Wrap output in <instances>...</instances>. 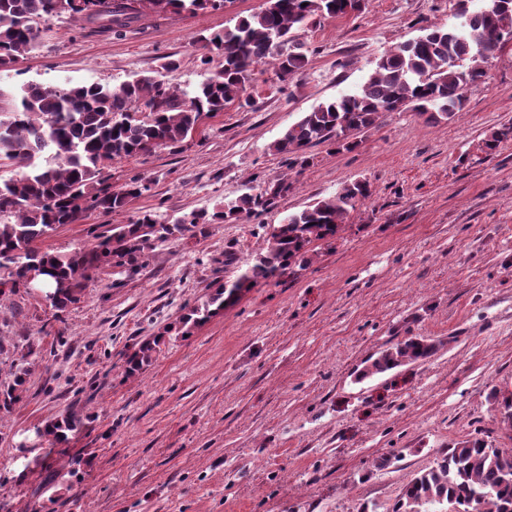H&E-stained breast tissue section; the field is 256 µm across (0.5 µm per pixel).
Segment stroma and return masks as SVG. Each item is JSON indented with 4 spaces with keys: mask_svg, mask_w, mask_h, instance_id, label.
Listing matches in <instances>:
<instances>
[{
    "mask_svg": "<svg viewBox=\"0 0 512 512\" xmlns=\"http://www.w3.org/2000/svg\"><path fill=\"white\" fill-rule=\"evenodd\" d=\"M263 3L155 18L120 39L56 18L0 87H116L173 58L166 81L192 90L210 71L197 37ZM455 11L456 0H367L359 15L296 31L302 72L260 66L248 103L205 120L182 147L113 163V188L133 177L148 186L124 210L43 241L70 253L144 211L211 214L272 179L291 184L261 216L156 243L137 274L104 267L61 322L40 293L0 299V380L21 358L31 367L21 400L0 411V500L11 512H392L442 448L477 430L512 448L490 396L512 391V140L492 156L483 144L512 125V45L452 121L391 112L353 151L312 146L302 168L270 150L304 112L357 89L382 54ZM356 179L370 197L303 270L256 285L190 335L171 332L213 281L264 251L266 225ZM154 336L151 363L127 376L126 354ZM410 336L441 347L355 383L366 359ZM28 337L40 355L26 357ZM69 408L87 420L57 458L65 490L44 489L18 446Z\"/></svg>",
    "mask_w": 512,
    "mask_h": 512,
    "instance_id": "stroma-1",
    "label": "stroma"
}]
</instances>
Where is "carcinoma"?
<instances>
[{"mask_svg": "<svg viewBox=\"0 0 512 512\" xmlns=\"http://www.w3.org/2000/svg\"><path fill=\"white\" fill-rule=\"evenodd\" d=\"M0 0V71L10 70L40 47L41 31L54 18L67 16L124 36L149 15H180L222 10L234 0ZM457 0L453 25L434 24L420 37L381 55L356 91L328 99L302 117L270 145L275 155L307 163L306 150L330 143L337 150L358 146L353 135L377 128L389 112L407 108L427 123L452 120L462 108L468 85L483 78L502 49L512 42V0ZM365 0H265L264 7L220 31L197 39L202 48L221 53L222 61L192 91L175 90L161 74L143 76L117 88L98 84L64 88L23 86L11 95L9 111L0 110V296L25 287L33 267L47 268L39 292L61 318L77 303L93 275L112 265L135 274L146 251L158 242L204 237L208 224L233 222L271 208L290 189L276 179L257 193L244 192L206 218L192 212L173 223L144 212L129 224H114L95 242L69 254H53L41 244L56 227L75 224L90 212H118L147 186L133 178L119 189L109 183L116 160L143 156L159 148H176L202 119L214 117L242 101L257 68L273 62L282 77L299 73L307 56L295 51L291 33L325 17L360 13ZM512 139L504 126L485 139L490 153ZM370 195L367 182L355 180L329 199L313 202L271 227L264 252L243 262L240 273L216 281L200 303L179 321L186 335L260 282H278L306 267L313 244H331L350 211ZM160 338H148L127 355L128 375L139 374L152 360ZM440 342L410 337L365 361L362 382L402 365L434 356ZM29 375L27 363L15 366L12 379L0 384V410L15 405ZM502 423L512 429V395L492 388ZM84 427L75 411L40 426L47 445L40 465L45 485L58 482L55 449ZM392 512H512V448H495L469 438L438 453L433 464L403 487Z\"/></svg>", "mask_w": 512, "mask_h": 512, "instance_id": "obj_1", "label": "carcinoma"}]
</instances>
